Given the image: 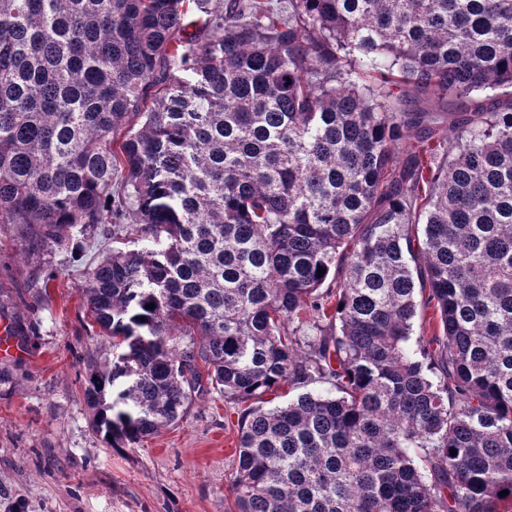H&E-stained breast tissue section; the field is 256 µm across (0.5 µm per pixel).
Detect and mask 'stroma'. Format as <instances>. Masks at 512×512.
I'll return each mask as SVG.
<instances>
[{
	"label": "stroma",
	"mask_w": 512,
	"mask_h": 512,
	"mask_svg": "<svg viewBox=\"0 0 512 512\" xmlns=\"http://www.w3.org/2000/svg\"><path fill=\"white\" fill-rule=\"evenodd\" d=\"M146 246L113 227L32 253L0 227V329L20 331L0 358V512H229L240 405L196 392L175 425L110 448L83 399L88 366L117 354L87 313L86 271Z\"/></svg>",
	"instance_id": "stroma-1"
}]
</instances>
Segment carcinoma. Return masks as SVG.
Masks as SVG:
<instances>
[{
  "label": "carcinoma",
  "mask_w": 512,
  "mask_h": 512,
  "mask_svg": "<svg viewBox=\"0 0 512 512\" xmlns=\"http://www.w3.org/2000/svg\"><path fill=\"white\" fill-rule=\"evenodd\" d=\"M192 2L0 0V224L156 244L87 272L124 349L95 432L178 422L204 369L246 405L236 512H512V0Z\"/></svg>",
  "instance_id": "cac0c4a2"
}]
</instances>
